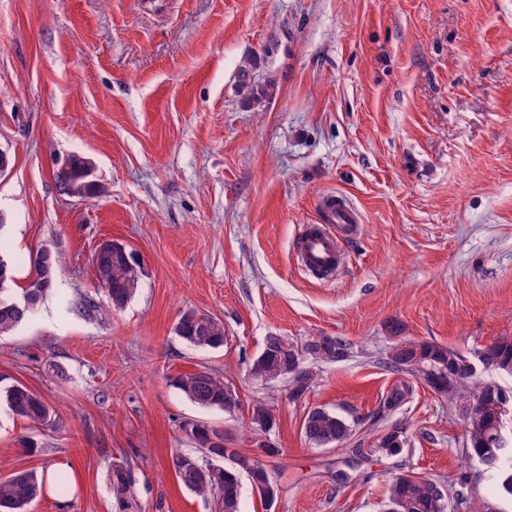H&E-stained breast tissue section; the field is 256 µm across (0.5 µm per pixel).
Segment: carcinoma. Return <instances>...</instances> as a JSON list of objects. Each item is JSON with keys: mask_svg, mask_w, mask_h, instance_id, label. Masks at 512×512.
Segmentation results:
<instances>
[{"mask_svg": "<svg viewBox=\"0 0 512 512\" xmlns=\"http://www.w3.org/2000/svg\"><path fill=\"white\" fill-rule=\"evenodd\" d=\"M70 164L55 170L56 184L96 198L106 193L101 183L86 185L83 172L84 156L69 155ZM32 274L22 295L42 301L54 293L55 282L63 265L62 252L51 246L49 275H44L36 260H30ZM94 273L102 283L113 310L122 309L136 294L140 280L132 254L120 243L104 242L93 259ZM14 281V264L0 257V336L10 333L33 314L21 315L12 308L13 300L1 297ZM391 346L387 352L389 368L419 378L439 397L451 398L458 407L464 423L463 453L468 459L483 457L487 469L501 492L512 495V448L497 442L499 406L495 395L502 385L494 380L484 381L471 375L454 378L462 370L468 357L454 348L436 341L417 340L403 335L404 326L398 321L386 324ZM175 332L187 344L201 350H216L224 346V325L213 317L196 311H186L180 317ZM477 355L497 365V371L512 374V338L501 337L477 351ZM348 356L347 344L336 337L317 336L302 344L279 337L275 345L263 344L252 361L251 375L266 383L286 384L285 400L295 403L305 398L316 381L313 365L336 362ZM175 386L190 401L206 409L232 412L240 407L233 381L210 370H197L175 378ZM0 401L7 404L13 415L39 425L51 422L52 407L38 392L24 384H13L0 390ZM482 415L480 422L467 417L469 408ZM252 443L261 447L268 457L279 453L268 434L273 428L271 406L256 399L249 409ZM305 439L317 447H332L346 443L353 435L349 422L336 412L322 406L310 408L302 425ZM199 447L201 456L182 452L172 458L173 469L181 484L190 492L215 500L219 512H241V478L247 476L251 487L263 503L268 497H279L277 478L261 459L250 462V470L239 466L221 468L224 457V430L196 423L188 432ZM408 444L407 428L395 424L373 443L375 451L387 456L401 454ZM134 479L126 465L112 468V495L122 506H129ZM54 492L60 497L72 494L68 473L60 471L53 477ZM44 480L34 471L16 472L0 478V512H26L27 506L43 494ZM460 502L468 499V485L464 477L445 488L434 478L402 472L392 476L387 490L385 512H447V498Z\"/></svg>", "mask_w": 512, "mask_h": 512, "instance_id": "obj_1", "label": "carcinoma"}]
</instances>
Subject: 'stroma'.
Here are the masks:
<instances>
[{"label": "stroma", "instance_id": "35a3bbf8", "mask_svg": "<svg viewBox=\"0 0 512 512\" xmlns=\"http://www.w3.org/2000/svg\"><path fill=\"white\" fill-rule=\"evenodd\" d=\"M267 81L272 97L253 94ZM0 149L16 288L39 247L64 256L53 297L0 338V387L25 384L56 413L43 427L0 405V478L62 470L73 483L28 512H119L117 464L135 479L128 512H218L175 476L173 455L197 450L182 425L250 449L258 397L275 416L277 512H383L399 471L467 475L472 499L512 512L463 456L456 405L383 365L392 319L469 357L512 337V0H0ZM71 153L95 162L105 195L59 193ZM336 192L361 230L323 282L298 270L295 243ZM106 240L134 253L140 283L100 321L81 310L108 303L93 268ZM188 310L223 322L222 349L176 335ZM271 335L333 336L349 354L291 403L284 383L250 374ZM204 367L228 373L239 410L174 387ZM312 406L347 418L352 439L308 444ZM399 422L404 452L373 454Z\"/></svg>", "mask_w": 512, "mask_h": 512}]
</instances>
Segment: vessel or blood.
Returning <instances> with one entry per match:
<instances>
[{"instance_id": "b4317fda", "label": "vessel or blood", "mask_w": 512, "mask_h": 512, "mask_svg": "<svg viewBox=\"0 0 512 512\" xmlns=\"http://www.w3.org/2000/svg\"><path fill=\"white\" fill-rule=\"evenodd\" d=\"M318 210V222L302 227L296 255L302 271L327 279L343 262L342 246L355 237L359 214L344 197L336 194L321 197Z\"/></svg>"}]
</instances>
